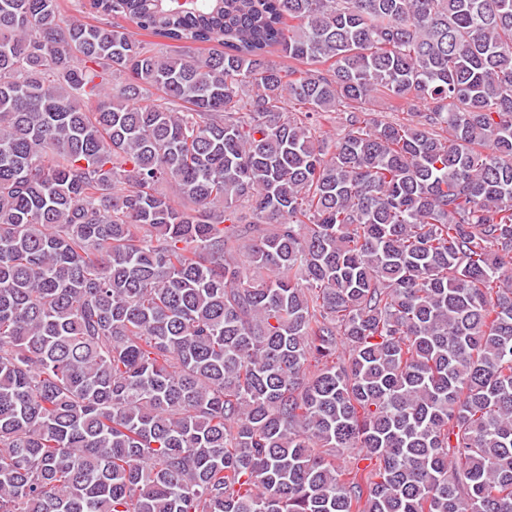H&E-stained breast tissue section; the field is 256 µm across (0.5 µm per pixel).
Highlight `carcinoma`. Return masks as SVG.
Wrapping results in <instances>:
<instances>
[{
  "mask_svg": "<svg viewBox=\"0 0 512 512\" xmlns=\"http://www.w3.org/2000/svg\"><path fill=\"white\" fill-rule=\"evenodd\" d=\"M92 5L0 0V512H512V0Z\"/></svg>",
  "mask_w": 512,
  "mask_h": 512,
  "instance_id": "1",
  "label": "carcinoma"
}]
</instances>
